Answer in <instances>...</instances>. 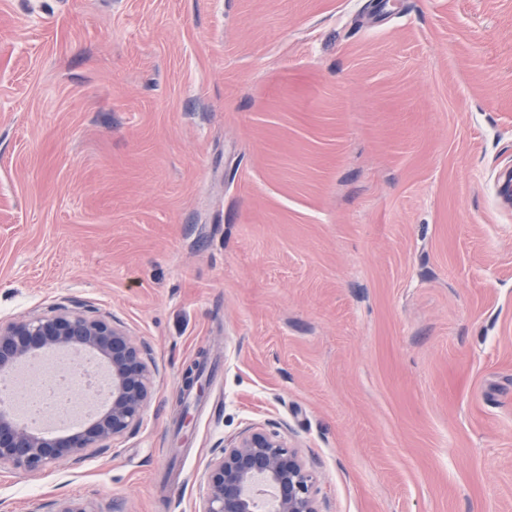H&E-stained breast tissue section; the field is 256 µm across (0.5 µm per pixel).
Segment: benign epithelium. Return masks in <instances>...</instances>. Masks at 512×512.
Wrapping results in <instances>:
<instances>
[{"instance_id": "1", "label": "benign epithelium", "mask_w": 512, "mask_h": 512, "mask_svg": "<svg viewBox=\"0 0 512 512\" xmlns=\"http://www.w3.org/2000/svg\"><path fill=\"white\" fill-rule=\"evenodd\" d=\"M73 344L95 351L112 364V403L100 420L82 433L48 440L14 425L0 407V467L38 472L65 459L81 460L100 451L140 421L151 388V372L137 343L102 318L60 310L55 314L0 323V376L35 349H65ZM206 496L201 512H252L251 494L262 486L276 491L277 512H318L313 477L297 451L277 435L254 430L224 447L203 473ZM49 512H90L79 499H63Z\"/></svg>"}]
</instances>
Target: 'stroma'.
Returning a JSON list of instances; mask_svg holds the SVG:
<instances>
[{
	"label": "stroma",
	"instance_id": "35a3bbf8",
	"mask_svg": "<svg viewBox=\"0 0 512 512\" xmlns=\"http://www.w3.org/2000/svg\"><path fill=\"white\" fill-rule=\"evenodd\" d=\"M510 170L512 0H0V321L153 373L0 512H200L256 428L320 512H512Z\"/></svg>",
	"mask_w": 512,
	"mask_h": 512
}]
</instances>
